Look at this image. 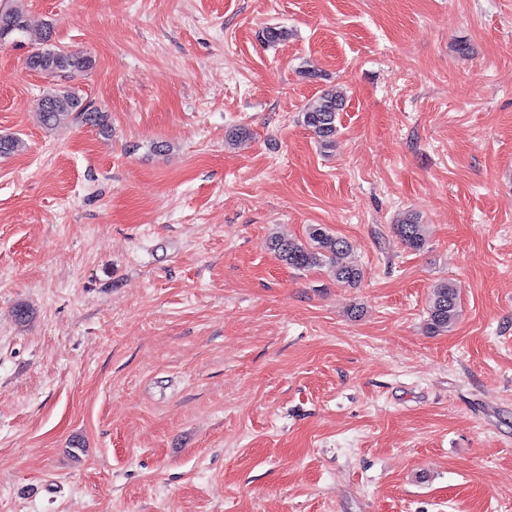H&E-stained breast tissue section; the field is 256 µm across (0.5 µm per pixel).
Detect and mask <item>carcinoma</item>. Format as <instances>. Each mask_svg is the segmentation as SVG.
I'll return each mask as SVG.
<instances>
[{"label":"carcinoma","instance_id":"1","mask_svg":"<svg viewBox=\"0 0 512 512\" xmlns=\"http://www.w3.org/2000/svg\"><path fill=\"white\" fill-rule=\"evenodd\" d=\"M25 0H5L0 5V32L9 31L26 38L34 48L26 58L28 69L48 76H73L93 68L94 60L85 54L65 51L50 45L51 32L38 34L30 30ZM345 99L338 91H326L308 103L301 113L303 125L324 148L333 145L338 134V114L344 109ZM38 113L42 124L56 128L79 121L102 133L112 131L108 112L83 100L69 87H51L38 100ZM24 141L13 134H0V156L8 157L24 151ZM394 232L402 244L413 250H421L426 243L427 229L418 217L406 215L394 224ZM271 248L288 266L304 270L326 265L334 279L342 284L353 285L362 277L358 264L348 260L350 245L332 235L324 227L309 228L308 241L298 243L276 237ZM460 312L459 291L452 282L435 285L428 301L425 332L429 335L448 331Z\"/></svg>","mask_w":512,"mask_h":512}]
</instances>
